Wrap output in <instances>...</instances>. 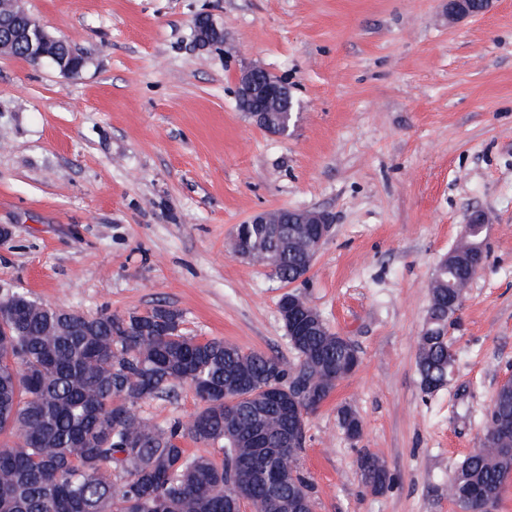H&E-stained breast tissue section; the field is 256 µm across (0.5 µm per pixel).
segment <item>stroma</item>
<instances>
[{
    "instance_id": "obj_1",
    "label": "stroma",
    "mask_w": 512,
    "mask_h": 512,
    "mask_svg": "<svg viewBox=\"0 0 512 512\" xmlns=\"http://www.w3.org/2000/svg\"><path fill=\"white\" fill-rule=\"evenodd\" d=\"M82 52L76 76L0 50V287L82 314L179 310L187 333L295 363L266 267L228 254L256 211L318 209L331 237L296 292L358 347L307 417L315 512H457L448 477L512 376V0H17ZM206 14L222 43L201 46ZM284 81L288 136L237 105V77ZM487 258L448 331L457 359L416 370L429 288L471 210ZM361 419L358 439L338 410ZM193 390L142 405L189 423ZM389 477L358 476L360 451ZM468 1L470 0H448L449 21L454 22L468 17L483 15L489 11L492 4V0H482V7L480 8V3L474 1L472 2V7L474 9L480 8L478 11H474L471 9ZM358 475L364 488L378 492L386 485V471L373 453L361 454L357 461Z\"/></svg>"
}]
</instances>
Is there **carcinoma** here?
<instances>
[{
	"label": "carcinoma",
	"mask_w": 512,
	"mask_h": 512,
	"mask_svg": "<svg viewBox=\"0 0 512 512\" xmlns=\"http://www.w3.org/2000/svg\"><path fill=\"white\" fill-rule=\"evenodd\" d=\"M292 224H240L241 248L266 260L270 275L290 285L310 270L304 247L285 244ZM477 250L438 267L431 284L427 319L418 340L417 370L423 392L442 387L450 372L445 323L459 310L463 284L474 266L485 262ZM289 344L298 358L296 382L306 384L328 368L359 359L357 346L331 330L324 319L307 336ZM290 367L279 357L245 350L220 338L201 341L182 329V315L166 305L150 311L94 316L73 315L40 303L23 291L0 294V512H225L241 493L267 503L269 489L260 462L239 465L253 454L255 430L265 447L281 448L288 418L263 404V389L288 386ZM249 382L242 394L224 400V386ZM190 387L199 402L193 422L160 426L139 407L171 398L176 387ZM336 388L321 380L320 393L305 402L315 411ZM339 424L350 439L361 422L344 406ZM512 434V385L495 392L483 445H498ZM218 447L223 457L189 453L185 440ZM358 475L364 488L378 492L386 471L373 453L361 454ZM512 470V447L496 456L469 454L450 479L460 483L453 503L460 512H482L484 499L499 498L505 473ZM280 495L305 496L315 508L313 486L302 471L291 476Z\"/></svg>",
	"instance_id": "1"
}]
</instances>
